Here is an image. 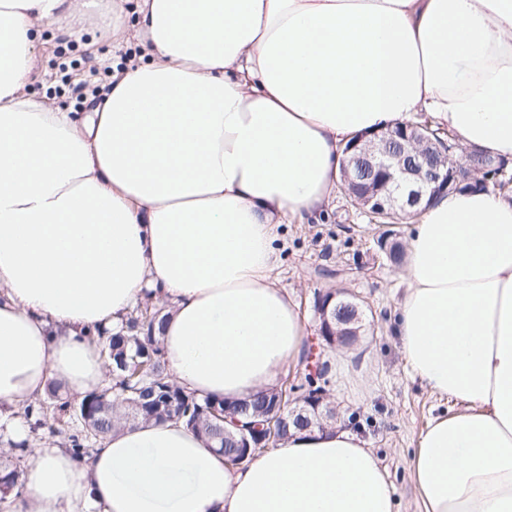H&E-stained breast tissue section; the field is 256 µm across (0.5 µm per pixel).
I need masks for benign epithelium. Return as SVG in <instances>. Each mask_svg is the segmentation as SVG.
Returning <instances> with one entry per match:
<instances>
[{
  "instance_id": "benign-epithelium-1",
  "label": "benign epithelium",
  "mask_w": 512,
  "mask_h": 512,
  "mask_svg": "<svg viewBox=\"0 0 512 512\" xmlns=\"http://www.w3.org/2000/svg\"><path fill=\"white\" fill-rule=\"evenodd\" d=\"M341 186L351 204L368 214L373 223L382 226L385 239L380 247L389 261L403 253V246L390 241L389 228L425 209L434 199L452 192L478 185H489V180L505 172L509 161L472 149L461 155L448 149V141L433 138L426 124L398 123L392 128L362 135L344 148ZM366 162L379 173L377 184L357 187L350 165ZM337 294L327 292L317 297L315 312L319 319L320 335L332 343H350L357 338L354 325L361 322V304L351 295L337 305H331ZM326 367L318 362L308 378L302 396L304 406L289 408L287 391L280 390L274 399L279 413L267 416L261 424L247 419L237 420L239 447L270 448L280 441L286 419L311 427L336 419V408L324 405L326 390L320 384Z\"/></svg>"
}]
</instances>
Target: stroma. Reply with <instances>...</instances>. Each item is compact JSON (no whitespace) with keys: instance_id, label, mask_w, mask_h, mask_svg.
Wrapping results in <instances>:
<instances>
[{"instance_id":"1","label":"stroma","mask_w":512,"mask_h":512,"mask_svg":"<svg viewBox=\"0 0 512 512\" xmlns=\"http://www.w3.org/2000/svg\"><path fill=\"white\" fill-rule=\"evenodd\" d=\"M137 4L138 0H126L125 33L116 41L100 32L112 20L108 14L89 19L78 40L59 36L52 25L39 26L38 75L28 93L64 112H88L102 105L112 73L143 60ZM379 240L370 217L341 192L329 201L318 222L279 226L275 245L281 263L272 277L298 305L306 334L298 359L282 367L277 384L290 398L304 393L310 358L317 350V295L338 289L356 295L368 313L362 348L346 365L329 358L324 388L341 421L379 458L396 489L400 512H416L407 470L409 452L429 418L446 403L413 380L405 366L394 321L408 283L403 267L386 259Z\"/></svg>"}]
</instances>
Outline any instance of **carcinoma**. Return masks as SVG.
Returning <instances> with one entry per match:
<instances>
[{
  "instance_id": "cac0c4a2",
  "label": "carcinoma",
  "mask_w": 512,
  "mask_h": 512,
  "mask_svg": "<svg viewBox=\"0 0 512 512\" xmlns=\"http://www.w3.org/2000/svg\"><path fill=\"white\" fill-rule=\"evenodd\" d=\"M167 318L165 306L146 303L133 310L121 333L98 334L101 354L112 363L116 374L112 385L77 401L61 397L59 387L54 386L48 391L47 399L25 408V417L49 416L72 425L73 430L62 447L78 459L87 456L101 439L126 423L176 418L224 456L238 460L243 449L233 447L239 440L236 429L217 420L212 408L227 407L235 412L245 407L248 412L244 417L261 421L271 411L274 391H260L248 399L227 402L200 399L169 381L159 345V334ZM0 484L12 488L11 494L16 496L24 488L20 472L5 456L0 458Z\"/></svg>"
}]
</instances>
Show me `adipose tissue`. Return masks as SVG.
Listing matches in <instances>:
<instances>
[{
  "label": "adipose tissue",
  "mask_w": 512,
  "mask_h": 512,
  "mask_svg": "<svg viewBox=\"0 0 512 512\" xmlns=\"http://www.w3.org/2000/svg\"><path fill=\"white\" fill-rule=\"evenodd\" d=\"M96 0H0V426L61 385L103 387L91 335L166 301L186 391L274 388L305 334L271 279L275 229L341 184L343 149L417 112L512 160V0H140L148 56L92 112L30 97L37 27L80 39ZM395 320L445 412L408 460L419 512H512V191L461 190L416 217ZM10 512H397L343 425L237 465L175 421L129 424L84 458L38 449Z\"/></svg>",
  "instance_id": "adipose-tissue-1"
}]
</instances>
